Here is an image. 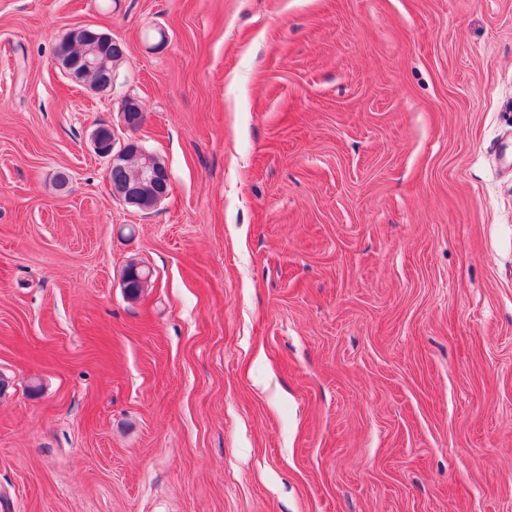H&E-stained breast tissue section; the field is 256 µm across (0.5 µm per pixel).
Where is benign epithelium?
I'll return each instance as SVG.
<instances>
[{"label": "benign epithelium", "instance_id": "benign-epithelium-1", "mask_svg": "<svg viewBox=\"0 0 512 512\" xmlns=\"http://www.w3.org/2000/svg\"><path fill=\"white\" fill-rule=\"evenodd\" d=\"M69 37L81 38L90 43V49L83 54L68 61L64 74L72 82L81 83L80 77L84 70H94L101 74L102 80L98 90L104 91L110 88L112 84V73L109 69L108 60L98 53L95 46L105 44L112 40V37L104 32L88 26H81L73 29ZM136 113L137 126H142L144 113L142 112L139 101L133 97L125 99L121 110L123 129L129 132L134 128L127 121V113ZM92 141L95 154L106 160L107 166L119 163L123 158L133 156L138 163V181L153 183L158 187L156 201H161L169 194L171 186L170 173L165 164L156 154L146 150L135 137L123 139L115 133L114 129L107 126L96 128L92 135ZM137 280L141 284H146L150 280V274L143 268L131 265L123 276V288H129L132 280Z\"/></svg>", "mask_w": 512, "mask_h": 512}]
</instances>
